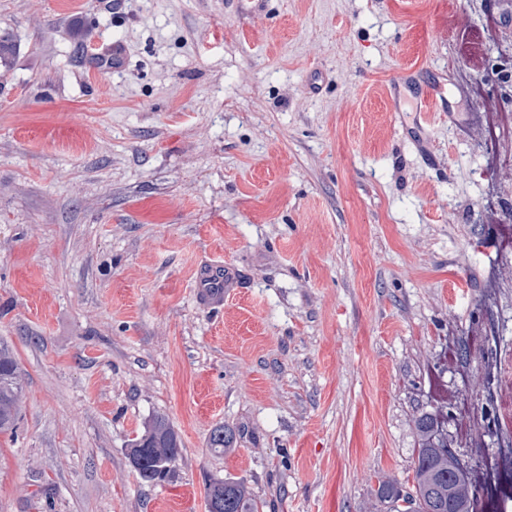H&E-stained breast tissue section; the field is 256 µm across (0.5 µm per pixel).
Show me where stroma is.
Returning a JSON list of instances; mask_svg holds the SVG:
<instances>
[{
	"label": "stroma",
	"mask_w": 512,
	"mask_h": 512,
	"mask_svg": "<svg viewBox=\"0 0 512 512\" xmlns=\"http://www.w3.org/2000/svg\"><path fill=\"white\" fill-rule=\"evenodd\" d=\"M1 30L0 512H208L224 479L374 512L441 406L480 485L512 428V0H0ZM157 414L182 452L145 485ZM197 298L208 308L224 304V265H208L200 270ZM21 392L18 362L12 352L0 345V433L12 432L17 425V405ZM180 448V440L169 421L157 415L146 425L144 432L132 440L128 455L138 477L143 482L156 483L171 474Z\"/></svg>",
	"instance_id": "obj_1"
}]
</instances>
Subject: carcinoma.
I'll return each instance as SVG.
<instances>
[{"instance_id": "carcinoma-1", "label": "carcinoma", "mask_w": 512, "mask_h": 512, "mask_svg": "<svg viewBox=\"0 0 512 512\" xmlns=\"http://www.w3.org/2000/svg\"><path fill=\"white\" fill-rule=\"evenodd\" d=\"M19 53V44L8 33L0 35V68L10 70ZM21 392L18 362L12 352L0 345V433L17 425V405ZM448 416L425 410L416 419L417 448L411 488L397 481L379 480L376 499L383 512H472L474 489L465 477L453 474L454 461L448 455L445 424ZM233 443V432L222 426L212 430L209 447L224 452ZM180 440L169 421L155 416L144 432L134 438L128 451L138 477L146 483L165 480L180 454ZM208 512H258L248 496L244 481H214L206 488Z\"/></svg>"}]
</instances>
